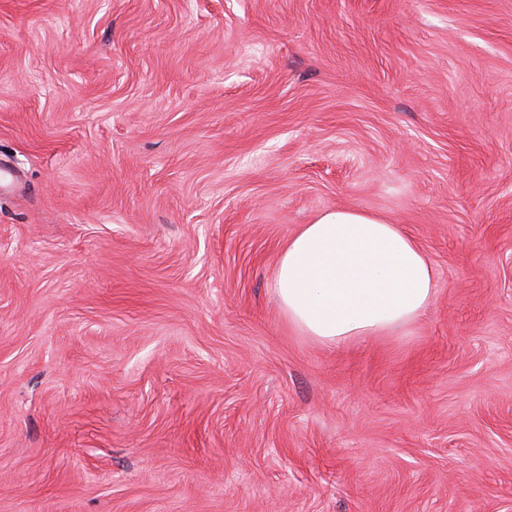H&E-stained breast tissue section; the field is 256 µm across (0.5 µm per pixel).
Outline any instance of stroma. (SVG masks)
Listing matches in <instances>:
<instances>
[{
  "mask_svg": "<svg viewBox=\"0 0 512 512\" xmlns=\"http://www.w3.org/2000/svg\"><path fill=\"white\" fill-rule=\"evenodd\" d=\"M342 208L436 298L326 347ZM0 512H512V0H0ZM436 277L424 250L399 224L336 209L288 239L273 290L289 324L336 347L410 325L433 303Z\"/></svg>",
  "mask_w": 512,
  "mask_h": 512,
  "instance_id": "35a3bbf8",
  "label": "stroma"
}]
</instances>
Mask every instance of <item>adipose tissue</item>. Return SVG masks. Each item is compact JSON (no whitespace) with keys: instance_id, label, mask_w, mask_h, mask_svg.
Returning <instances> with one entry per match:
<instances>
[{"instance_id":"ef3b65f1","label":"adipose tissue","mask_w":512,"mask_h":512,"mask_svg":"<svg viewBox=\"0 0 512 512\" xmlns=\"http://www.w3.org/2000/svg\"><path fill=\"white\" fill-rule=\"evenodd\" d=\"M436 277L400 225L376 213L336 209L288 239L273 290L289 324L334 347L410 325L433 303Z\"/></svg>"}]
</instances>
